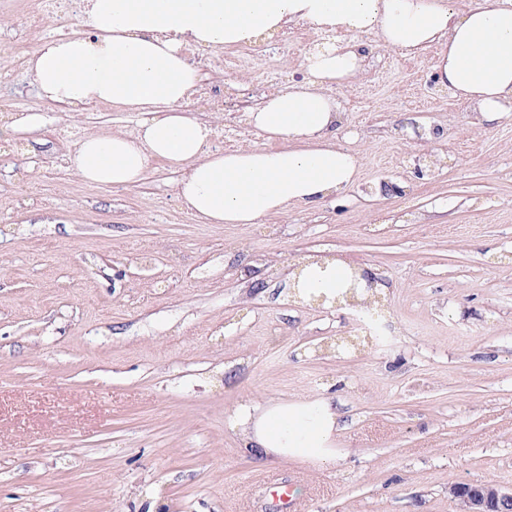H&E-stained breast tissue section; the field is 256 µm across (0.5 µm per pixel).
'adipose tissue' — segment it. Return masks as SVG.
<instances>
[{
  "label": "adipose tissue",
  "instance_id": "obj_1",
  "mask_svg": "<svg viewBox=\"0 0 512 512\" xmlns=\"http://www.w3.org/2000/svg\"><path fill=\"white\" fill-rule=\"evenodd\" d=\"M304 23L324 33L302 82L250 114L263 146L206 150L209 126L183 112L198 84L186 46L253 43ZM84 33L46 39L28 67L40 94L78 108L102 103L142 113L140 133L84 138L68 156L71 174L130 186L157 160L181 171L186 206L208 224H261L288 205L340 198L357 160L337 142L344 112L330 93L347 87L378 44L407 51L440 47L438 86L467 101L479 126L512 112V0H89ZM246 447L321 465L335 463L339 431L328 399L241 404L230 421Z\"/></svg>",
  "mask_w": 512,
  "mask_h": 512
}]
</instances>
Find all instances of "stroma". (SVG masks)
Segmentation results:
<instances>
[{
  "label": "stroma",
  "instance_id": "1",
  "mask_svg": "<svg viewBox=\"0 0 512 512\" xmlns=\"http://www.w3.org/2000/svg\"><path fill=\"white\" fill-rule=\"evenodd\" d=\"M24 7L0 0V120L44 123L0 136V512H276L254 489L291 478L290 512H456L450 484L512 488V115L473 138L467 103L431 85V58L375 52V83L343 106L338 142L357 158L344 200L204 224L164 163L128 187L68 171L64 132L140 115L75 118L43 99L27 59L72 27L57 10L28 27ZM319 40L283 30L225 47L233 99L220 115L195 98L184 111L229 144L263 143L250 111L305 78ZM433 128L444 163L419 177ZM384 180L403 193L379 192ZM322 252L377 274L388 346L326 351L352 333V309L293 290L295 266ZM253 397L332 399L335 465L246 448L229 421Z\"/></svg>",
  "mask_w": 512,
  "mask_h": 512
}]
</instances>
